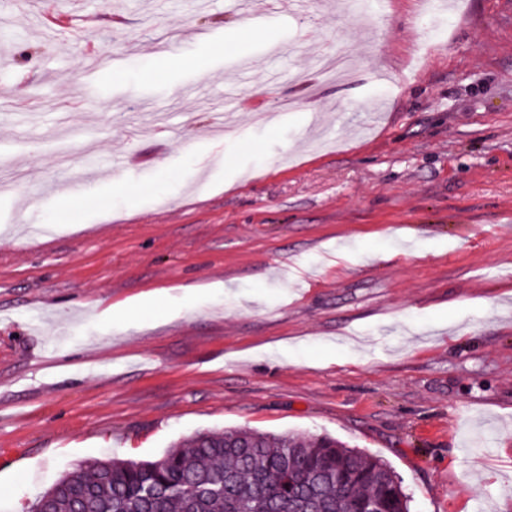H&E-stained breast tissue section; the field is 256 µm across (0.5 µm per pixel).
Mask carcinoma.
I'll list each match as a JSON object with an SVG mask.
<instances>
[{
    "instance_id": "cac0c4a2",
    "label": "carcinoma",
    "mask_w": 512,
    "mask_h": 512,
    "mask_svg": "<svg viewBox=\"0 0 512 512\" xmlns=\"http://www.w3.org/2000/svg\"><path fill=\"white\" fill-rule=\"evenodd\" d=\"M383 459L328 435L205 430L151 460H97L31 512H410Z\"/></svg>"
}]
</instances>
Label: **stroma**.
I'll list each match as a JSON object with an SVG mask.
<instances>
[{"instance_id":"1","label":"stroma","mask_w":512,"mask_h":512,"mask_svg":"<svg viewBox=\"0 0 512 512\" xmlns=\"http://www.w3.org/2000/svg\"><path fill=\"white\" fill-rule=\"evenodd\" d=\"M330 2L0 5V512L235 427L512 512V0Z\"/></svg>"}]
</instances>
